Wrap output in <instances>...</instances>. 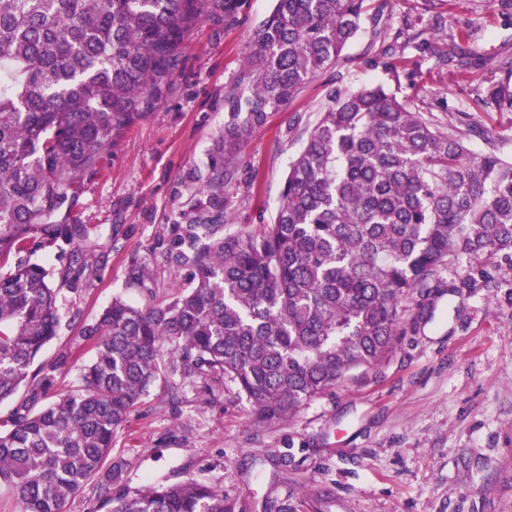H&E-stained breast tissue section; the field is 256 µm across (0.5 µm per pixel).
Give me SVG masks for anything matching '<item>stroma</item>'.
<instances>
[{"mask_svg": "<svg viewBox=\"0 0 512 512\" xmlns=\"http://www.w3.org/2000/svg\"><path fill=\"white\" fill-rule=\"evenodd\" d=\"M368 5L340 66L244 143L224 186L225 232L271 222L288 163L336 89L384 85L420 111L491 131L512 154V111L482 102L512 75V0ZM271 8L234 0L232 11L209 12L184 31L165 96L84 180L74 212L99 230L96 276L68 255L36 251L62 316L40 357L50 382L37 397L23 388L0 403V422L26 400L39 409L79 386L92 356L81 330L113 297L145 308L187 286L174 255L224 130V95L242 80L252 31ZM172 367L164 360L114 437L126 479L113 495L193 475L222 489L235 512H512V285L411 301L388 358L272 426L250 427L248 401L224 381Z\"/></svg>", "mask_w": 512, "mask_h": 512, "instance_id": "stroma-1", "label": "stroma"}]
</instances>
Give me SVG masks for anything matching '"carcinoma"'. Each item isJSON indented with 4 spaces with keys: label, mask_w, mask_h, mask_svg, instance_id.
I'll use <instances>...</instances> for the list:
<instances>
[{
    "label": "carcinoma",
    "mask_w": 512,
    "mask_h": 512,
    "mask_svg": "<svg viewBox=\"0 0 512 512\" xmlns=\"http://www.w3.org/2000/svg\"><path fill=\"white\" fill-rule=\"evenodd\" d=\"M365 0H273L254 28L245 88L224 96V135L175 255L192 272L171 302L116 298L85 330L94 356L81 389L0 429V485L18 512H64L108 462L115 432L155 381L163 348L185 377L215 374L271 425L391 353L406 303L433 289L487 288L501 256L512 273V155L488 132L400 101L381 85L337 89L288 164L272 223L224 234V181L251 133L335 68ZM208 0H0V402L45 377L34 367L61 317L50 271L29 244L99 246L66 206L107 148L160 100L180 66L185 29ZM512 109V82L483 99ZM469 265L459 267L462 259ZM456 268L447 283L442 273ZM108 512H235L224 491L189 476Z\"/></svg>",
    "instance_id": "1"
}]
</instances>
